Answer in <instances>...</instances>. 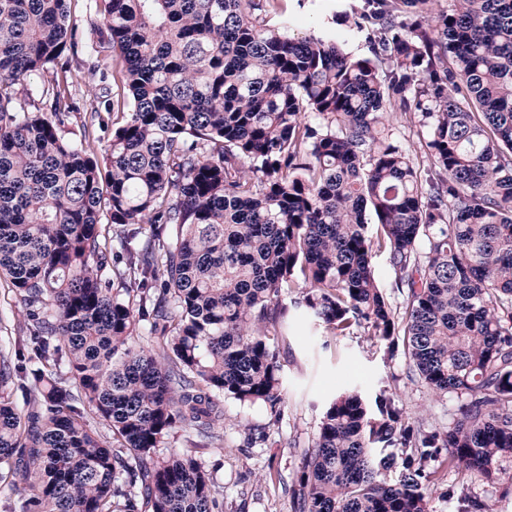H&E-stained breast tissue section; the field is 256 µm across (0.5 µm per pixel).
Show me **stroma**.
I'll list each match as a JSON object with an SVG mask.
<instances>
[{
	"mask_svg": "<svg viewBox=\"0 0 512 512\" xmlns=\"http://www.w3.org/2000/svg\"><path fill=\"white\" fill-rule=\"evenodd\" d=\"M270 24L288 15L298 18L295 34L311 27L346 28L357 0H262ZM24 310L6 280L0 279V353H14L21 336ZM284 364L285 400L241 406L224 401L220 442L193 446L185 429H178L169 447L157 449L167 457L175 449L193 448L214 483L224 494V512H290L288 490L301 467V453L318 430L330 402L348 387L367 399L383 390L401 401L412 417L431 430L447 428L459 415L460 399L435 396L409 373L403 354L385 356L369 337L330 336L311 325L298 311L288 313V346ZM507 478L487 485L463 468L448 464L440 454L426 493L430 512H457V490L468 488L486 498L494 512H512V462Z\"/></svg>",
	"mask_w": 512,
	"mask_h": 512,
	"instance_id": "35a3bbf8",
	"label": "stroma"
}]
</instances>
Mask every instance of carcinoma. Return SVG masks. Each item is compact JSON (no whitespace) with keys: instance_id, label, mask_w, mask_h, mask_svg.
<instances>
[{"instance_id":"cac0c4a2","label":"carcinoma","mask_w":512,"mask_h":512,"mask_svg":"<svg viewBox=\"0 0 512 512\" xmlns=\"http://www.w3.org/2000/svg\"><path fill=\"white\" fill-rule=\"evenodd\" d=\"M0 0V278L24 354L0 388V483L21 512H224L178 428L217 442L224 399L283 401L288 294L331 336L401 347L461 415L429 431L383 391L326 409L291 512H428L429 465L495 484L512 462V0H361L339 37L273 29L261 0ZM122 114L98 161L70 136L76 59ZM51 75L49 87H30ZM27 87L28 103L14 98ZM425 130L427 163L392 114ZM385 252L392 305L373 254ZM162 339V354L136 346ZM106 433H101V430ZM399 471L395 484L381 471ZM458 512H493L465 494ZM90 0H68L67 6L70 12V22L83 39L90 37L87 26Z\"/></svg>"}]
</instances>
